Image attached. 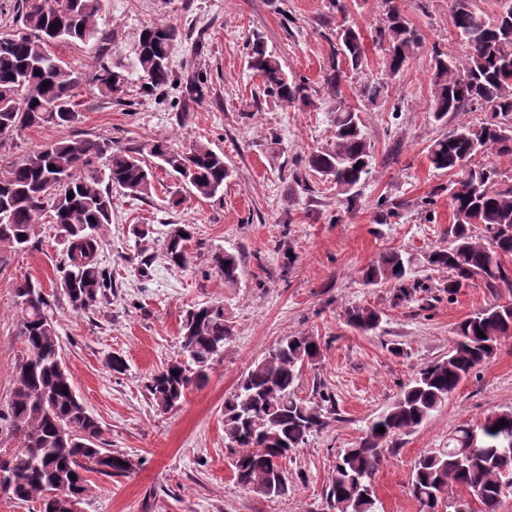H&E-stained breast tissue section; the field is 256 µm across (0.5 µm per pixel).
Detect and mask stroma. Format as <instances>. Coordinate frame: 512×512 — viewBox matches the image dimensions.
Returning <instances> with one entry per match:
<instances>
[{
	"instance_id": "stroma-1",
	"label": "stroma",
	"mask_w": 512,
	"mask_h": 512,
	"mask_svg": "<svg viewBox=\"0 0 512 512\" xmlns=\"http://www.w3.org/2000/svg\"><path fill=\"white\" fill-rule=\"evenodd\" d=\"M104 0L99 26L112 34V61L126 68L122 92L106 98L86 85L76 89L78 117L64 127H32L6 140L0 164L60 139L104 137L133 149L166 139L193 141L222 153L232 176L222 198L178 189L155 169L149 194L112 192V222L102 232L99 260L112 276V294L90 313H73L59 286L64 249L50 214H42L29 245L0 268V406L10 399L23 354L17 334L14 286L29 277L54 306L60 355L109 451L131 458L134 470L108 478L92 473L82 512H334L329 477L343 449L364 437L370 423L429 362L447 357L455 326L493 304L512 303V290L477 284L449 295L445 272L422 269L424 291L398 299L394 284L368 285L361 270L379 253L401 249L422 256L448 241L452 210L444 188L449 176L431 168L428 146L460 124L479 125L482 112H459L435 121L433 48L452 50L451 0H396L423 46L391 80L387 98L362 101L356 80L338 89L325 83L331 65L326 35L342 21L370 35L382 19L379 0ZM176 26L171 49L175 82L155 92L129 66L141 30ZM261 38L290 78L305 82L307 104L273 101L248 67L246 46ZM359 108L376 171L347 204L329 183L291 171L331 136V111ZM433 197L434 213L422 201ZM396 217L384 219L383 207ZM170 224H191L195 234L185 267L168 265L161 244ZM218 251L240 254L242 271L229 288L211 268ZM153 258L141 277L139 255ZM223 303L232 327L224 358L206 384L191 388L172 411L161 412L145 384L181 355L188 309ZM352 306L376 309L379 327L348 326ZM309 335L321 355L304 366L300 397L317 387L334 394L326 425L281 462L286 494L267 498L236 481L224 445V400L241 377L283 337ZM126 369L115 373L112 357ZM512 409V338L465 378L425 423L386 452L375 478L379 512H419L409 493L418 458L448 444L458 426L483 422Z\"/></svg>"
}]
</instances>
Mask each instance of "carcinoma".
Returning <instances> with one entry per match:
<instances>
[{
  "label": "carcinoma",
  "instance_id": "obj_1",
  "mask_svg": "<svg viewBox=\"0 0 512 512\" xmlns=\"http://www.w3.org/2000/svg\"><path fill=\"white\" fill-rule=\"evenodd\" d=\"M384 17L372 40L386 47L387 79L366 81L360 96L372 102L389 92L393 79L423 45L418 29L409 25L395 0H382ZM58 0L35 4L22 0L17 15L20 29L11 47L0 50V144L44 124L69 125L77 119L75 88L85 83L111 97L122 91L123 75L104 59L109 51L98 26L102 0ZM451 20L462 45L457 54L433 48L431 111L436 121L450 112L489 113L477 127L462 125L451 135L429 145L433 169L456 179L448 184L453 222L449 241L432 250L428 265L448 272V295L477 282L490 292L512 288V185L501 183L493 165L472 166L485 151L512 156V0H503L492 17L471 10L452 11ZM179 30L171 25H148L133 51L132 67L154 92L171 83L167 64ZM94 42L100 58L89 72L71 69L52 52L54 44ZM331 66L325 81L338 89L344 71L340 63L359 70L365 58L364 37L351 25H342L329 43ZM249 67L257 72L266 95L293 104L306 102V87L288 78L280 61L256 40L249 47ZM49 86H43V82ZM334 133L322 147L310 151L298 181L317 176L345 196L356 200L357 187L373 169V150L359 111L337 108ZM148 153L158 166L175 174L193 194L212 199L223 195L231 173L224 154L203 142L175 148L153 140L131 151L105 138L80 137L54 141L0 165V268L7 252L25 248L35 234L38 216L52 211L53 223L64 233L66 251L59 265L63 295L76 314L94 310L112 291V279L98 262L100 230L112 221V194L106 184L131 194H146L154 172L142 159ZM74 194L68 198V194ZM483 234H473L474 225ZM189 224H172L165 233L163 256L170 264H186L192 239ZM212 268L224 285L240 280L241 259L233 252L211 257ZM421 262L414 254L393 249L380 254L363 269L366 284L394 282L407 298L425 287L417 277ZM18 336L24 353L16 368L15 385L7 408L0 410V426L19 439L10 452L0 451V466L12 475L3 490L10 498L38 503L37 512H71L70 499L84 498L87 474L125 476L123 456L101 447L99 422L87 413L59 354V339L51 304L39 282L16 283ZM349 326L373 331L381 322L374 308L346 310ZM484 337H479V334ZM448 357L421 368L362 440L338 457L327 496L337 512H378L374 488L386 451L396 440L425 422L474 369L489 361L500 339L512 336V303L482 309L459 322ZM232 328L224 305L213 303L190 309L182 326L183 358L151 376L146 390L158 409L180 405L192 387L204 384L213 365L224 354ZM321 354L313 336H286L254 364L236 390L224 400V441L232 454L230 465L243 488L249 482L281 468L286 455L306 444L325 424V414L336 409L335 397L317 392L318 399L298 395L303 367ZM179 375H173V372ZM507 425L492 430L499 421ZM384 427V432L377 431ZM112 455L106 462L104 456ZM466 489L469 499L451 504L454 512H499L512 493V410L493 412L475 426H462L448 435V446L421 456L415 463L410 493L421 512H436L437 489Z\"/></svg>",
  "mask_w": 512,
  "mask_h": 512
}]
</instances>
